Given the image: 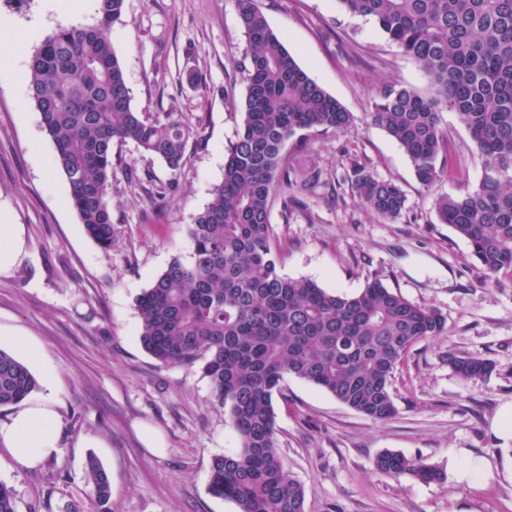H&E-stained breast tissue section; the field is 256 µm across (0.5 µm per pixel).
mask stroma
I'll list each match as a JSON object with an SVG mask.
<instances>
[{
  "mask_svg": "<svg viewBox=\"0 0 512 512\" xmlns=\"http://www.w3.org/2000/svg\"><path fill=\"white\" fill-rule=\"evenodd\" d=\"M76 0H0V208L23 225L26 255L0 275V349L15 352V331L41 349L28 367L53 375L65 424L63 449L34 469L17 468L0 450V482L17 512H96L85 461L96 456L112 477V512H240L213 497L214 456L236 453L239 438L212 401L200 366H164L140 342L136 300L174 258L188 259L187 227L224 177V157L242 127L245 37L235 0H125L111 29L132 104L141 112H178L202 136L187 147L175 191L169 172L134 144L112 182L111 250L90 239L68 200L55 147L29 94L18 84L32 53L68 26ZM267 19L296 62L354 117L351 128L288 141L294 174L319 165L323 179L296 201L274 198L270 223L282 274L332 293L354 295L380 279L410 302L438 310L446 331L416 341L390 391L396 415L380 422L322 389L289 376L275 396L276 446L306 494V512H512V456L493 429L512 405V276L486 279L467 242L439 222L436 198L478 184L482 162L455 113L443 112V172L423 186L403 150L369 115L378 86L428 91L427 78L366 17L338 0H261ZM204 78V87L189 80ZM361 164L406 194L403 216L369 213L349 172ZM492 364L464 379L449 352ZM157 431L162 454L141 427ZM496 465L494 478L468 485L394 479L374 468L385 450L447 470L459 449Z\"/></svg>",
  "mask_w": 512,
  "mask_h": 512,
  "instance_id": "obj_1",
  "label": "stroma"
}]
</instances>
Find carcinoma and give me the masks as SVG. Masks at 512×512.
<instances>
[{"label":"carcinoma","instance_id":"obj_1","mask_svg":"<svg viewBox=\"0 0 512 512\" xmlns=\"http://www.w3.org/2000/svg\"><path fill=\"white\" fill-rule=\"evenodd\" d=\"M373 19L424 70L430 92L382 85L370 117L403 149L419 182L438 177L444 148L441 113L453 111L482 160L478 185L436 202L437 216L465 239L485 277L512 275V0H339ZM246 49L242 130L228 148L224 178L189 227L191 260L173 259L137 299L144 350L164 366L202 362L213 402L224 409L241 449L213 458L209 492L240 512H305L304 487L288 475L275 443L274 396L287 376L305 380L377 421L397 408L392 375L410 346L440 336L442 314L414 304L374 279L354 296L332 294L282 275L269 222L275 192L293 185L285 144L341 131L353 116L313 81L272 30L259 0H236ZM124 0H99L97 22L59 27L29 63L31 99L52 140L71 204L87 235L112 249L110 193L116 145L132 143L182 175L190 139L200 137L174 112L132 105L110 39ZM352 188L377 217L406 209L402 189L352 167ZM464 379L488 375L483 358L448 352ZM38 382L0 349V407L16 405ZM375 470L439 481L442 472L386 451ZM86 478L99 512H112L110 474L94 456Z\"/></svg>","mask_w":512,"mask_h":512}]
</instances>
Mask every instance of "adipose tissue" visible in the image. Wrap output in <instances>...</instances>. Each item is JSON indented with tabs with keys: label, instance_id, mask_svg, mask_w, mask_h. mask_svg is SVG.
I'll return each instance as SVG.
<instances>
[{
	"label": "adipose tissue",
	"instance_id": "obj_1",
	"mask_svg": "<svg viewBox=\"0 0 512 512\" xmlns=\"http://www.w3.org/2000/svg\"><path fill=\"white\" fill-rule=\"evenodd\" d=\"M56 405L50 390L37 401L22 402L0 421V444L17 466L31 468L60 453L62 420Z\"/></svg>",
	"mask_w": 512,
	"mask_h": 512
}]
</instances>
